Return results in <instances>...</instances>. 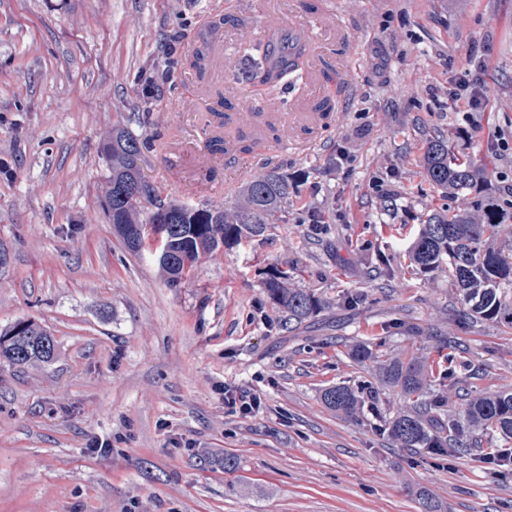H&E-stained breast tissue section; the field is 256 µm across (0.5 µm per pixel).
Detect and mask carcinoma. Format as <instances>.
<instances>
[{
    "label": "carcinoma",
    "mask_w": 512,
    "mask_h": 512,
    "mask_svg": "<svg viewBox=\"0 0 512 512\" xmlns=\"http://www.w3.org/2000/svg\"><path fill=\"white\" fill-rule=\"evenodd\" d=\"M302 47L296 40L263 44L258 54L240 62L235 75L274 86L298 71ZM144 143L129 128L112 130L105 147L111 169L106 181L108 223L122 238L127 251L160 258L162 251L175 258L160 263L169 283L179 285L204 254L216 252L249 235H265L283 217L284 204L296 193L301 175L269 170L253 176L243 191V203L193 206L162 197L157 187L145 194L134 190L145 180L141 173ZM425 178L444 197L456 202L430 210L409 247L416 274L448 277L453 283L448 319L458 325L493 321L512 330V192L491 183V174L473 159L448 149L439 134L426 139L421 158ZM151 224H177L169 241L156 237ZM287 273L272 271L264 286L285 312V325L294 329L325 309V302L309 288H290ZM50 332L30 321H18L0 332V360L11 366L32 362L50 364L56 355ZM448 367L431 373L416 355L388 357L367 343L351 349L357 363L380 362L382 383L398 390L403 403L387 418L375 413L379 430L396 447L444 457L467 455L498 439H512V385L485 396L472 395L475 366L465 349L448 337ZM375 391L359 392L343 383L322 391L325 406L347 417L364 411Z\"/></svg>",
    "instance_id": "carcinoma-1"
}]
</instances>
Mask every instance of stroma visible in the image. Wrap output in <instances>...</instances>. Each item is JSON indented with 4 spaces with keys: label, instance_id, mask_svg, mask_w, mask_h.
<instances>
[{
    "label": "stroma",
    "instance_id": "1",
    "mask_svg": "<svg viewBox=\"0 0 512 512\" xmlns=\"http://www.w3.org/2000/svg\"><path fill=\"white\" fill-rule=\"evenodd\" d=\"M324 3L351 32L358 95L322 151L288 154L279 170L306 175L289 215L305 206L327 224H275L201 256L174 288L108 224L103 147L140 112L142 171L181 200L170 171L194 160L159 143L199 125L173 98L190 94L196 50L232 11L212 0H0V330L30 320L57 341L51 365L0 362V512H424L428 500L438 512H512V472L475 455H409L321 400L367 381L382 413L397 410L376 364L349 356L368 340L435 365L454 336L480 369L476 394L512 384V334L450 325L447 278L411 274L408 258L441 204L418 173L428 134L512 180V150L488 137L512 129V0ZM170 45L181 63L141 113L138 86ZM463 71L489 89L469 118L445 94ZM378 251L395 274L386 289L370 273ZM273 267L327 309L283 328L263 285ZM344 289L362 303L338 305ZM228 386L261 394L262 410L228 414Z\"/></svg>",
    "mask_w": 512,
    "mask_h": 512
}]
</instances>
